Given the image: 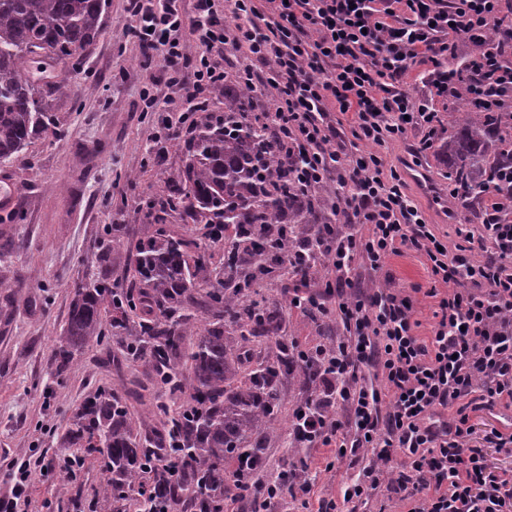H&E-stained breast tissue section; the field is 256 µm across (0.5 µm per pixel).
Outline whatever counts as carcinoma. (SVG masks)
<instances>
[{
    "instance_id": "1",
    "label": "carcinoma",
    "mask_w": 512,
    "mask_h": 512,
    "mask_svg": "<svg viewBox=\"0 0 512 512\" xmlns=\"http://www.w3.org/2000/svg\"><path fill=\"white\" fill-rule=\"evenodd\" d=\"M105 9L106 0H0V162L17 158L31 139L48 130V93L67 91L64 84L35 76L40 62L79 57L100 33ZM254 96L233 80L224 83V118L204 124L188 141L180 196L167 199L156 221L161 224L165 215L182 210L221 224L231 266L259 258L264 261L260 271L270 274L303 242L295 225L317 224L321 216L317 198L289 179V166L269 146L265 128L253 121ZM510 145L512 126L473 109L464 113L455 134L438 141L435 150L451 166L460 202L485 192L488 172L507 161L503 149ZM261 224H286L288 237L267 240L257 229ZM134 272V284L125 292L100 280L78 285L55 360L58 368L67 367L75 350L100 336L104 295H111L112 329L134 355L149 359L154 385L172 399L190 392V415L157 405L168 417L170 447L188 464L176 477L162 469L143 471L156 441L138 436L121 402L103 391L87 398L71 435L101 449L112 466L100 512H119L133 489L148 512L173 503L193 512H216L214 499L227 491L224 462L246 457L250 467L261 465L265 438L275 430L280 377L290 368L288 346L277 336L279 315L261 305L248 274L231 290L222 284L206 293L215 324L199 330L184 309L194 302L197 287L211 284L209 267L190 242L162 227L139 241ZM226 323L233 327L229 336L224 335ZM251 337L274 341L276 351L243 375L247 353L241 342ZM185 364L192 372L188 378L179 374Z\"/></svg>"
}]
</instances>
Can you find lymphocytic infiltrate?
I'll use <instances>...</instances> for the list:
<instances>
[{"label": "lymphocytic infiltrate", "instance_id": "f902f5d3", "mask_svg": "<svg viewBox=\"0 0 512 512\" xmlns=\"http://www.w3.org/2000/svg\"><path fill=\"white\" fill-rule=\"evenodd\" d=\"M127 0L129 31L155 52L161 78L181 97L144 95V109L164 111L157 137L192 134L209 99L228 76L271 90L276 109L256 113L293 177L306 190L334 181L333 213L352 230L328 224L320 240L336 271L325 284L348 335L301 352L324 384L294 416L298 448H325L364 459L340 499L317 512H348L380 488L405 512H512V469L491 471L486 445L512 453V430L491 429L476 445L477 411L512 408V166L490 173L496 191L478 224H460L445 248L407 194L395 167L372 145L420 132L429 148L442 120L430 98L401 88L425 67L433 96L467 95L479 111L512 103V26L502 0ZM229 11L234 24L221 20ZM472 52L460 59L459 42ZM241 54L235 73L225 51ZM423 255L437 301L428 337L417 334L411 294L368 289L356 265L383 268L407 251ZM40 456L11 463L0 512H21L31 487L55 470ZM254 512H281L286 490L310 494L307 472H239Z\"/></svg>", "mask_w": 512, "mask_h": 512}]
</instances>
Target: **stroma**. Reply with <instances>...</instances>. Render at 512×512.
<instances>
[{"label":"stroma","mask_w":512,"mask_h":512,"mask_svg":"<svg viewBox=\"0 0 512 512\" xmlns=\"http://www.w3.org/2000/svg\"><path fill=\"white\" fill-rule=\"evenodd\" d=\"M124 6V0H108L101 32L79 65L62 63L48 70V80L70 87L68 94L50 98L56 135L35 137L19 159L0 164V175L12 176L15 183L13 206L0 218V467L43 452L59 463L69 456L85 459L71 477L58 472L35 484L29 512H75L76 506L97 499L104 483L103 457L69 438L91 393L105 389L124 395L142 433L164 428L156 413L164 396L153 388L142 360L125 357L112 334L111 315L103 317L101 337L76 351L65 369H58L54 359L75 284L100 276L111 287H129L138 242L185 163L184 139L155 142L158 117L141 112L144 57L125 32ZM417 141L411 133L386 142L379 152L397 168L435 233L454 238L457 224L479 222L484 201L449 207L448 170L432 151L413 154ZM165 228L194 241L212 267L223 269L224 243L203 237L192 217L172 213ZM105 251L110 258L103 263L99 257ZM245 270L268 306L277 307L284 342L304 348L343 335L334 299L325 298L319 309L299 310L288 302L295 276L263 275L251 264ZM357 273L369 288L417 289L418 332L429 334L435 301L424 294L432 286L424 257L411 251L390 259L382 270L361 266ZM319 390L300 367H291L281 385L276 430L265 445L269 469L301 463L315 475L305 506L311 512L319 499L339 496L355 472L345 462L326 469L325 449L289 443L294 410ZM305 507L297 501L288 505L290 512Z\"/></svg>","instance_id":"35a3bbf8"}]
</instances>
